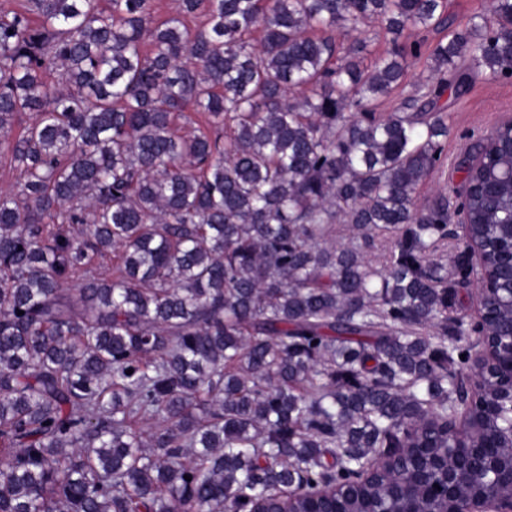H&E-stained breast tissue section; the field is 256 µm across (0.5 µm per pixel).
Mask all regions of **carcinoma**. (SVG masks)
Instances as JSON below:
<instances>
[{
	"mask_svg": "<svg viewBox=\"0 0 512 512\" xmlns=\"http://www.w3.org/2000/svg\"><path fill=\"white\" fill-rule=\"evenodd\" d=\"M447 7L0 8V147L19 173L0 190V512H253L320 485L348 492L337 512H398L393 489L423 490L398 454H444L426 418L475 332L450 315L468 271L442 262L448 224L463 208L489 251L512 229V156L484 140L457 200L418 203L447 162L444 96L512 80V0L430 44ZM374 23L391 48L369 63L366 41H336ZM189 107L218 133L180 132ZM489 313L512 332L504 298ZM481 400L485 429L494 384ZM375 456L391 466L362 479Z\"/></svg>",
	"mask_w": 512,
	"mask_h": 512,
	"instance_id": "obj_1",
	"label": "carcinoma"
}]
</instances>
